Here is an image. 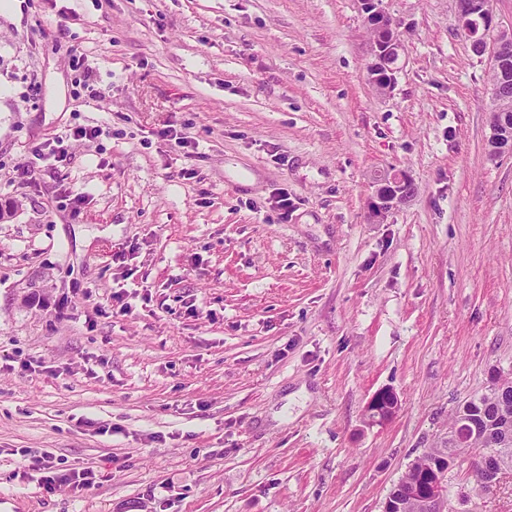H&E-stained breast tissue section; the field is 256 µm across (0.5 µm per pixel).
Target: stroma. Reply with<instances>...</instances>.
Here are the masks:
<instances>
[{
    "mask_svg": "<svg viewBox=\"0 0 512 512\" xmlns=\"http://www.w3.org/2000/svg\"><path fill=\"white\" fill-rule=\"evenodd\" d=\"M11 3L8 512H381L512 374V153H488L492 69L456 0H382L404 43L387 94L361 0ZM78 127L99 134L35 161ZM394 169L415 194L371 222ZM382 389L398 408L366 425ZM47 451L95 486L44 489ZM99 134L98 129L96 128H79L74 130L69 136L66 134L64 137L59 136L55 138L52 143L45 144L39 147H36L34 150V156L37 160L41 161L46 166H55L56 163H60L65 159V152L63 149L64 138H68L73 136L74 138H87L93 139Z\"/></svg>",
    "mask_w": 512,
    "mask_h": 512,
    "instance_id": "1",
    "label": "stroma"
}]
</instances>
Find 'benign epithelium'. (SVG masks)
<instances>
[{"mask_svg":"<svg viewBox=\"0 0 512 512\" xmlns=\"http://www.w3.org/2000/svg\"><path fill=\"white\" fill-rule=\"evenodd\" d=\"M367 17L376 20V27L385 32L384 39H376L372 43L371 72L385 74V84L379 89L386 90L395 83V64L399 59L403 41L397 33L395 21L379 7L380 0H361ZM459 23L467 34L474 54L479 58H487L492 70L500 71L507 63L512 62V26L504 28L493 13L485 10L482 0H472L471 8L459 11ZM491 153L501 149L512 152V119L506 112L493 113L491 135L489 138ZM413 193V184L402 171L387 172L377 179L375 200L372 202V216L382 218L395 206L406 202ZM398 408V399L391 390L375 393L367 406V420L370 424H379L389 420ZM471 421L460 416L448 429L447 445L458 449L457 457L473 456V462L482 466L484 471L477 487L487 491L499 486L503 480L512 476L511 473L492 469L487 466L488 460L506 450L509 439L502 438L490 441L484 448L471 447ZM455 465L443 464L428 477L422 489L424 503L430 512H461L454 507L453 499L448 493L449 475Z\"/></svg>","mask_w":512,"mask_h":512,"instance_id":"7a95c632","label":"benign epithelium"}]
</instances>
